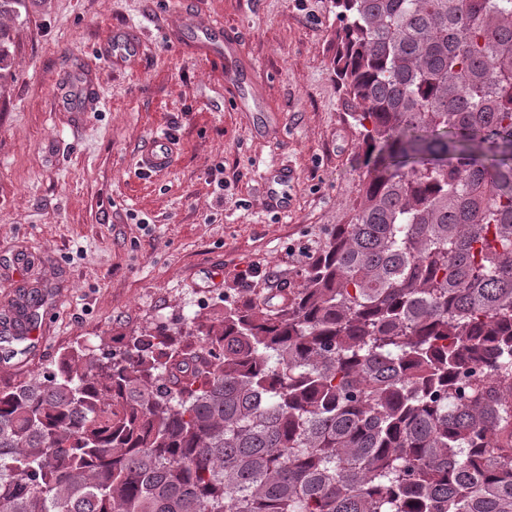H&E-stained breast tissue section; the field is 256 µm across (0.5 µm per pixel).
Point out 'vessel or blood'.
I'll return each instance as SVG.
<instances>
[{
    "label": "vessel or blood",
    "instance_id": "1",
    "mask_svg": "<svg viewBox=\"0 0 512 512\" xmlns=\"http://www.w3.org/2000/svg\"><path fill=\"white\" fill-rule=\"evenodd\" d=\"M220 22L194 25L191 41L197 54L208 59H218L224 63V84L231 87L243 109H251L262 98L258 84H251L249 89H242L237 84L240 71H254V64L246 61L240 54L239 40L233 34H226L223 40L213 39L214 30L220 29ZM105 52L112 60L114 67H123L140 52V42L130 34L118 31L112 40L104 46ZM177 146L167 136L153 138L140 152L137 159V170L146 175L166 171L173 163ZM290 173L287 168L279 167L269 172L265 178V201L274 209H284L285 202L280 191L281 185L287 183Z\"/></svg>",
    "mask_w": 512,
    "mask_h": 512
}]
</instances>
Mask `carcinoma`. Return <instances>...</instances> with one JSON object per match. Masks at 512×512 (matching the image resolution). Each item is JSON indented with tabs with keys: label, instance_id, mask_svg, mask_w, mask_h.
<instances>
[{
	"label": "carcinoma",
	"instance_id": "1",
	"mask_svg": "<svg viewBox=\"0 0 512 512\" xmlns=\"http://www.w3.org/2000/svg\"><path fill=\"white\" fill-rule=\"evenodd\" d=\"M332 4L347 223L216 322L1 387L0 512H512V0Z\"/></svg>",
	"mask_w": 512,
	"mask_h": 512
}]
</instances>
